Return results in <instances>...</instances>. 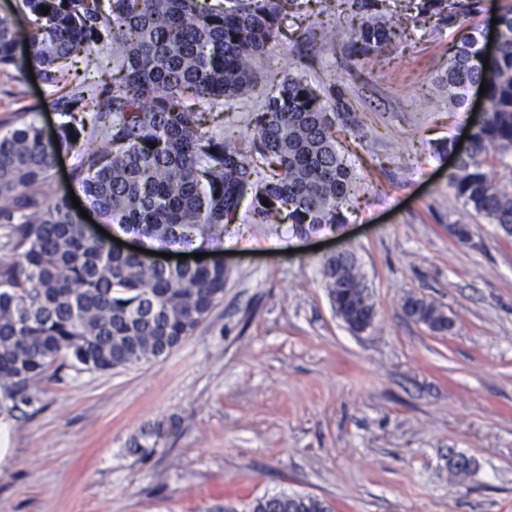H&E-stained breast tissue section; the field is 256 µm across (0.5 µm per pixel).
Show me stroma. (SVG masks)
Masks as SVG:
<instances>
[{
	"label": "stroma",
	"instance_id": "obj_1",
	"mask_svg": "<svg viewBox=\"0 0 512 512\" xmlns=\"http://www.w3.org/2000/svg\"><path fill=\"white\" fill-rule=\"evenodd\" d=\"M390 0L398 37L355 59L321 49L318 22L349 32L339 0L319 19H287L255 61L248 120L285 75L320 94L340 89L362 139L338 133L356 173L347 220L298 234L234 224L220 247L230 276L210 317L168 355L107 373L46 377L35 406L0 415V512H224L276 492L312 494L333 512H512V238L465 206L442 142L470 129L478 92L449 104L438 81L452 48L512 0H481L468 22ZM40 82L0 69V126L32 112L46 133L61 116ZM466 225L458 242L449 225ZM348 249L377 316L355 334L336 316L320 266ZM440 305L452 334L432 333L402 303ZM462 454L468 474L450 472Z\"/></svg>",
	"mask_w": 512,
	"mask_h": 512
}]
</instances>
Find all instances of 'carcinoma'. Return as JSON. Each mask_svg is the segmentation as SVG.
<instances>
[{"label":"carcinoma","mask_w":512,"mask_h":512,"mask_svg":"<svg viewBox=\"0 0 512 512\" xmlns=\"http://www.w3.org/2000/svg\"><path fill=\"white\" fill-rule=\"evenodd\" d=\"M480 0H419L420 14L454 25ZM30 27L0 15V66L33 70L63 121L47 135L30 112L0 127V409L39 402L52 373L109 372L156 360L207 320L224 296L221 265L164 268L112 251L94 236L70 193L147 250L207 251L240 220L288 222L300 234L344 223L354 173L336 149V119L360 128L339 91L328 106L304 79L284 76L253 113L249 137L224 135V106L245 101L251 62L265 54L301 0H21ZM48 8L43 15L42 8ZM367 15L351 48L364 57L394 34L387 0H350ZM500 50L485 58L478 29L438 77L463 107L486 83L470 150L450 176L464 204L512 237V183L495 163L512 159V7L499 15ZM489 65H484V60ZM108 64L118 76L93 80ZM75 159L71 187L54 183L61 155ZM268 200L270 206L263 205ZM336 313L359 333L376 310L355 254L324 259ZM405 314L447 334L453 322L409 295ZM224 512H333L311 494L278 492Z\"/></svg>","instance_id":"carcinoma-1"}]
</instances>
